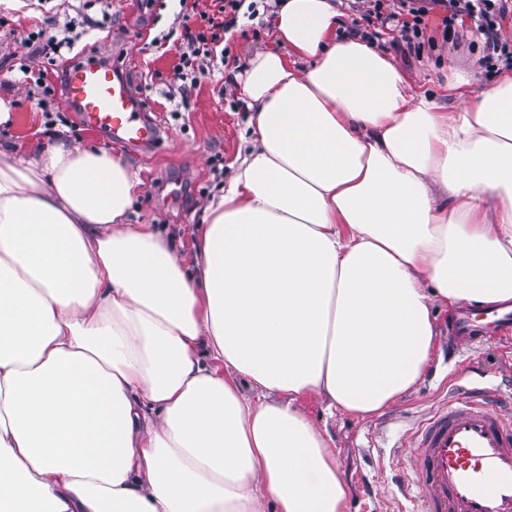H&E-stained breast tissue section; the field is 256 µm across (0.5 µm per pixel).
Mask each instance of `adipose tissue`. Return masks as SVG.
Here are the masks:
<instances>
[{"mask_svg":"<svg viewBox=\"0 0 512 512\" xmlns=\"http://www.w3.org/2000/svg\"><path fill=\"white\" fill-rule=\"evenodd\" d=\"M239 77L253 146L193 260L127 223L126 162L0 150V512H344L300 406L381 413L432 309L512 300V75L448 84L284 0Z\"/></svg>","mask_w":512,"mask_h":512,"instance_id":"adipose-tissue-1","label":"adipose tissue"}]
</instances>
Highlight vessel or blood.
Masks as SVG:
<instances>
[{
    "label": "vessel or blood",
    "mask_w": 512,
    "mask_h": 512,
    "mask_svg": "<svg viewBox=\"0 0 512 512\" xmlns=\"http://www.w3.org/2000/svg\"><path fill=\"white\" fill-rule=\"evenodd\" d=\"M67 99L88 125L107 131L113 143L147 149L161 138L112 63L89 59L71 66L64 80ZM489 340L512 343V309L485 311ZM474 339L468 310H460L451 341ZM496 393L468 388L441 403L409 437L414 462L412 512H512V420L493 409Z\"/></svg>",
    "instance_id": "1"
}]
</instances>
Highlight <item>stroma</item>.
Masks as SVG:
<instances>
[{"label": "stroma", "instance_id": "obj_1", "mask_svg": "<svg viewBox=\"0 0 512 512\" xmlns=\"http://www.w3.org/2000/svg\"><path fill=\"white\" fill-rule=\"evenodd\" d=\"M78 0H27L30 18L0 8V98L10 102L12 120L0 125V144H17L33 149L63 140L75 146L92 145L121 156L140 186L127 216L131 224H154L169 238L184 258H191L195 226L203 208L219 196L233 174L232 165L251 140L249 113L238 94L237 76L255 51L272 44L267 16L240 18L232 31L235 62L217 65L213 77L200 78L186 109L172 111L163 85L152 82L154 72L172 75L179 60L176 50H155L148 43L167 32L178 11L176 0H112V21L85 35L96 45L99 56L114 58L118 69L141 98L150 101L154 117L165 128L161 141L151 151L120 147L111 136L84 123L64 98L47 108H38L19 84L21 64L41 68V57L31 55L22 40L27 32L43 25L54 15H75ZM340 13L337 38L355 35L393 59L410 83L438 95L445 111H456L460 103L445 95L444 87L453 74L472 78L475 85L496 82L512 70L505 60L487 65L482 61L483 37L473 21H465L459 42L442 41L437 22H430L427 34L436 40L434 49L415 51L398 40L394 32L361 21L348 0H338ZM457 308L445 303L433 307L435 349L417 387L382 413L361 417L328 413L317 398L301 400L302 410L322 430L336 455L349 487L345 512H406L410 460L400 449L417 422L429 415L447 394L453 382L493 384L512 393V377L496 374L499 351L491 345L474 343L460 356L449 357L447 341L451 319Z\"/></svg>", "mask_w": 512, "mask_h": 512}]
</instances>
